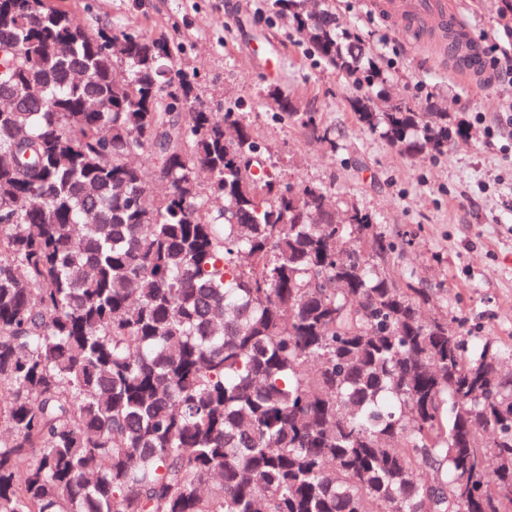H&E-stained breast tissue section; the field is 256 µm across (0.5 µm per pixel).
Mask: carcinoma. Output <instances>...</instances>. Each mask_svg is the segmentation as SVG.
<instances>
[{
  "instance_id": "carcinoma-1",
  "label": "carcinoma",
  "mask_w": 512,
  "mask_h": 512,
  "mask_svg": "<svg viewBox=\"0 0 512 512\" xmlns=\"http://www.w3.org/2000/svg\"><path fill=\"white\" fill-rule=\"evenodd\" d=\"M267 11L403 154L468 136L386 97L333 0ZM182 50L0 0V96L39 93L0 111V512H512V347L434 305L410 236L284 181Z\"/></svg>"
}]
</instances>
